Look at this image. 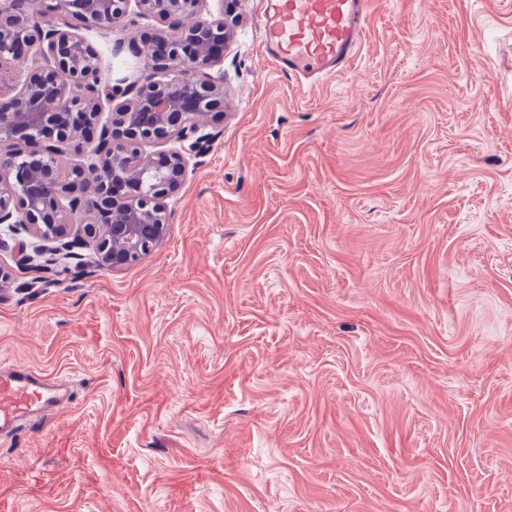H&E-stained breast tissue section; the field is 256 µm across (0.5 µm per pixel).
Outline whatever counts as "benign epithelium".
<instances>
[{
  "instance_id": "7a95c632",
  "label": "benign epithelium",
  "mask_w": 512,
  "mask_h": 512,
  "mask_svg": "<svg viewBox=\"0 0 512 512\" xmlns=\"http://www.w3.org/2000/svg\"><path fill=\"white\" fill-rule=\"evenodd\" d=\"M136 15L162 27L141 42L148 72L130 84L118 102L100 79V59L84 39L55 25L33 24L23 14L0 9V70L31 56L44 59L9 92L0 89V147L20 150L0 157V224L71 251V216L80 214V244L98 265L120 268L154 249L168 228L167 200L181 187L191 156L211 140L201 118L224 104V80L210 73L224 59V44L239 21L238 0L209 20L194 16L202 0H41L39 14L73 15L88 28L110 30L124 20L127 4ZM108 123L87 155L94 185L64 179L58 158L80 146L104 110ZM189 142V151L145 152L148 144Z\"/></svg>"
}]
</instances>
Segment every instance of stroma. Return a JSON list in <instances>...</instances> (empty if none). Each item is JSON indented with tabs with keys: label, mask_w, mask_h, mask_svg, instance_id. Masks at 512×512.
<instances>
[{
	"label": "stroma",
	"mask_w": 512,
	"mask_h": 512,
	"mask_svg": "<svg viewBox=\"0 0 512 512\" xmlns=\"http://www.w3.org/2000/svg\"><path fill=\"white\" fill-rule=\"evenodd\" d=\"M260 0L224 111L117 270L0 230V364L70 403L0 441V512H512V0H370L301 87ZM112 82L143 57L70 19Z\"/></svg>",
	"instance_id": "obj_1"
}]
</instances>
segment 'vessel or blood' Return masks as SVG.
Segmentation results:
<instances>
[{
	"mask_svg": "<svg viewBox=\"0 0 512 512\" xmlns=\"http://www.w3.org/2000/svg\"><path fill=\"white\" fill-rule=\"evenodd\" d=\"M369 0H263L264 55L283 76L303 83L344 74L359 55ZM60 382L26 365L0 368V435L44 422L66 402Z\"/></svg>",
	"mask_w": 512,
	"mask_h": 512,
	"instance_id": "obj_1",
	"label": "vessel or blood"
}]
</instances>
